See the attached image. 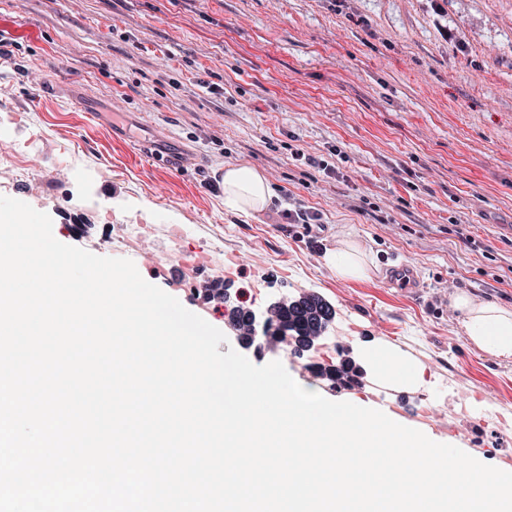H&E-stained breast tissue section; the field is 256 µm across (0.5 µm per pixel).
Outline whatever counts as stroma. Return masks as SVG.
<instances>
[{
    "label": "stroma",
    "mask_w": 512,
    "mask_h": 512,
    "mask_svg": "<svg viewBox=\"0 0 512 512\" xmlns=\"http://www.w3.org/2000/svg\"><path fill=\"white\" fill-rule=\"evenodd\" d=\"M240 162L276 194L248 218L220 180ZM22 188L58 241L99 256L206 241L215 257L156 285L183 303L227 293L219 352L281 361L327 399L375 407L359 345L393 349L418 376L386 412L512 472V358L473 346L452 305L512 309V0H0V195ZM292 201L321 213L317 239L278 223ZM72 224L122 231L107 247ZM349 242L367 277L325 265ZM308 296L334 318L300 356L232 321Z\"/></svg>",
    "instance_id": "1"
}]
</instances>
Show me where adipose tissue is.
<instances>
[{
    "label": "adipose tissue",
    "instance_id": "ef3b65f1",
    "mask_svg": "<svg viewBox=\"0 0 512 512\" xmlns=\"http://www.w3.org/2000/svg\"><path fill=\"white\" fill-rule=\"evenodd\" d=\"M225 209L253 215L269 208L274 191L263 173L248 163L228 165L222 176ZM453 305L461 314L460 324L469 340L494 357H512V310L474 303L458 294Z\"/></svg>",
    "mask_w": 512,
    "mask_h": 512
}]
</instances>
